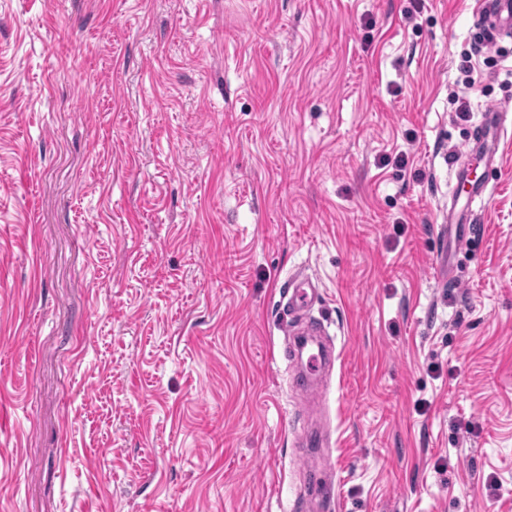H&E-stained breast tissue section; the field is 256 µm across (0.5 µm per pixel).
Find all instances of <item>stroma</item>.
Listing matches in <instances>:
<instances>
[{"label": "stroma", "instance_id": "stroma-1", "mask_svg": "<svg viewBox=\"0 0 512 512\" xmlns=\"http://www.w3.org/2000/svg\"><path fill=\"white\" fill-rule=\"evenodd\" d=\"M476 7L0 0V512H305L310 468L324 512H512V124L450 280L436 257L512 114ZM504 116V112H488L484 122L472 136L468 153L484 161L487 167H493L496 164L497 145L504 124ZM316 291L315 283L309 277L301 275L293 276L289 282L285 283L284 288L280 290L279 305L285 318L281 325L287 332V335V316L293 318L308 311L315 299Z\"/></svg>", "mask_w": 512, "mask_h": 512}]
</instances>
